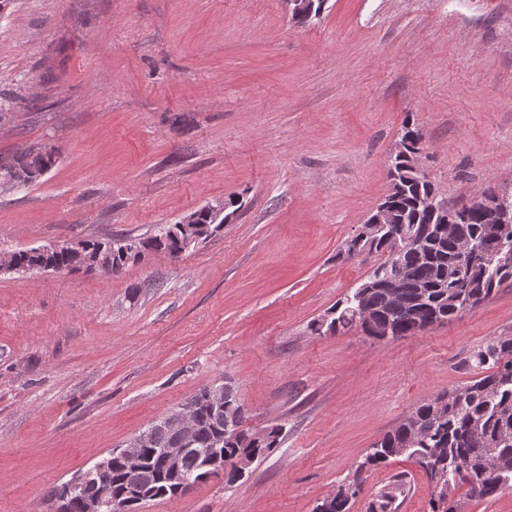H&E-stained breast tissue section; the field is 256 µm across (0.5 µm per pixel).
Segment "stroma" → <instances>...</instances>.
I'll return each mask as SVG.
<instances>
[{
    "mask_svg": "<svg viewBox=\"0 0 512 512\" xmlns=\"http://www.w3.org/2000/svg\"><path fill=\"white\" fill-rule=\"evenodd\" d=\"M448 202L512 190V0H14L0 14V161L54 150L0 192V249L149 237L239 197L224 229L120 272L0 275V512L52 491L201 388L231 383L277 448L139 512H313L415 406L477 378L512 336V282L395 340L309 325L380 262L338 252L390 190L405 119ZM429 512L414 459L395 476ZM308 7L306 10H304V13L297 14V13H291L292 10L298 11L304 8V6L307 3V0H285V6L287 12L289 11L290 19L295 24L300 25H306L308 24L312 19L317 18L323 9V6L325 4V0H309ZM292 5H295L294 8H292ZM14 160L17 166L28 170L29 177L25 184L31 183L40 178L42 174L54 166L56 161L54 159V154L45 147L30 149Z\"/></svg>",
    "mask_w": 512,
    "mask_h": 512,
    "instance_id": "obj_1",
    "label": "stroma"
}]
</instances>
